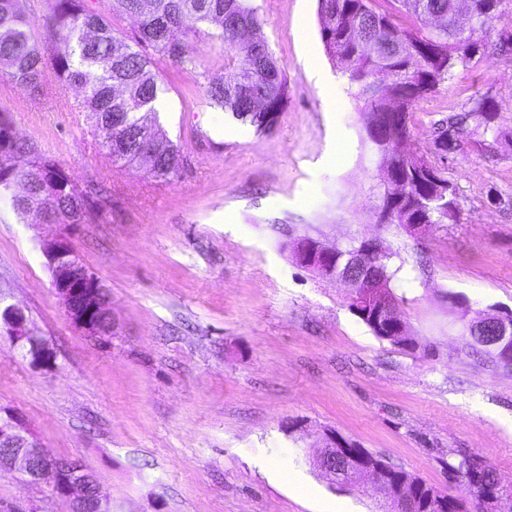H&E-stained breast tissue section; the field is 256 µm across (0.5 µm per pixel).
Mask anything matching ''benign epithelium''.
Here are the masks:
<instances>
[{"instance_id":"7a95c632","label":"benign epithelium","mask_w":512,"mask_h":512,"mask_svg":"<svg viewBox=\"0 0 512 512\" xmlns=\"http://www.w3.org/2000/svg\"><path fill=\"white\" fill-rule=\"evenodd\" d=\"M395 112L367 113L368 133L385 156L380 167L383 182L387 185L381 205L375 210V223L399 222L397 206L405 198L404 185L409 175H427L429 167L413 161L405 169L392 159L389 145L399 138ZM65 232L44 247V254L53 271L52 286L60 299L67 318L90 336H106L112 329L110 296L98 278L82 263L75 260L69 243L68 232L73 224L64 225ZM377 238H365L359 243L349 264L342 270L336 267V248L318 241L303 238L295 243L297 262L319 277L334 280L354 289V311L370 315L376 320L383 334L392 338L408 335L405 322L398 313L396 303L385 287L382 276L364 268L373 255L379 253ZM0 319L7 326L8 335L16 342L27 341L30 352L40 358H50L49 352L29 336L22 310L13 305L0 309ZM499 325L502 338L512 341V312H499L484 318ZM323 447L327 453L321 458L319 468L336 476V449L347 444L333 431L324 433ZM346 467L349 483L361 482L366 494L380 501L397 505V512H414L412 495H396L388 484V473L380 465L364 457L349 454ZM19 472L30 482L42 481L71 500V512H108L109 499L103 494L94 474L86 466L68 459H52L45 454L41 444L26 428L21 419L7 413L0 415V469Z\"/></svg>"}]
</instances>
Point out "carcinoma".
Returning a JSON list of instances; mask_svg holds the SVG:
<instances>
[{
  "instance_id": "carcinoma-1",
  "label": "carcinoma",
  "mask_w": 512,
  "mask_h": 512,
  "mask_svg": "<svg viewBox=\"0 0 512 512\" xmlns=\"http://www.w3.org/2000/svg\"><path fill=\"white\" fill-rule=\"evenodd\" d=\"M511 1L470 0L481 25L475 34L460 36L452 28L440 35L428 30V18L450 15L455 0H395L397 15L378 6L379 0H328L332 14L363 29L377 44V51L370 56L359 53L338 27L327 23L320 24V35L325 48L334 50L331 61L357 55L355 65L341 71L362 111L399 113L400 135L406 139L412 107L436 93L456 65H467L483 53L499 8ZM47 2L48 12L41 22L54 33L48 43L32 36L35 20L25 0H0V71L37 94L44 92L50 74L59 83L81 89L80 108L86 112L93 135H103L102 147L114 164L141 163L149 177L161 182L177 176L179 150L158 130V62L167 59L183 70L196 68L189 36L199 32L197 24L210 22L217 14L232 19L235 26L214 33L224 43L226 57L223 71L205 73L210 103L242 119L249 118L254 100L264 101L269 112L282 110L285 75L268 45L253 50L249 69L241 66L244 41L237 25L260 27L254 9L243 0H112V11L107 14L87 8L85 0ZM127 17L137 19L132 36L120 27ZM379 69L391 70L398 78L389 100L372 97L369 83L356 77L358 73L370 76ZM471 112L479 118L483 134L496 133L497 113L489 99L475 100ZM114 118L133 129L125 148L117 144L122 131L112 128ZM470 136L462 124L450 120L448 129L437 134L432 145L438 155L453 154ZM12 184L25 185L22 194L13 196L14 209L23 215L40 209L45 224H83L94 202L92 190L78 189L53 158L20 138L6 110L0 109V187ZM408 203L414 205L408 220L446 224L459 215L456 192L450 191L441 200L433 182L409 184ZM464 335L469 348L489 361L512 365V345L495 344L492 337L468 327ZM455 455V462L448 464V475L465 491L463 496L445 494L394 465L389 467L391 483L396 488L415 489L420 512H486L488 501L512 499V492L503 491L487 462L463 450Z\"/></svg>"
}]
</instances>
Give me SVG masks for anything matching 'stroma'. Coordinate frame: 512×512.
Returning <instances> with one entry per match:
<instances>
[{
  "mask_svg": "<svg viewBox=\"0 0 512 512\" xmlns=\"http://www.w3.org/2000/svg\"><path fill=\"white\" fill-rule=\"evenodd\" d=\"M246 2L284 70L286 105L260 131L210 104L203 74L223 68L224 46L208 25L189 41L197 69L160 67L158 122L182 159L166 183L113 166L74 87L35 95L0 72L16 133L78 188L100 187L69 241L107 289L113 322L93 337L67 319L43 253L60 226L19 215V187L0 188V303L21 307L51 354L34 360L0 323V410L50 457L85 464L112 512H316L336 499L345 512H394L316 466L330 430L453 495V449L483 457L512 489V368L469 352L462 320L512 311V54L487 48L414 106L412 146L481 97L500 136L426 153L455 187L460 219L409 233L373 221L381 155L325 52L318 0ZM327 83L344 98L333 112ZM333 138L347 145L339 164L325 159ZM304 237L390 246L392 293L418 349L376 337L348 286L300 266L292 247ZM70 508L0 471V512Z\"/></svg>",
  "mask_w": 512,
  "mask_h": 512,
  "instance_id": "obj_1",
  "label": "stroma"
}]
</instances>
